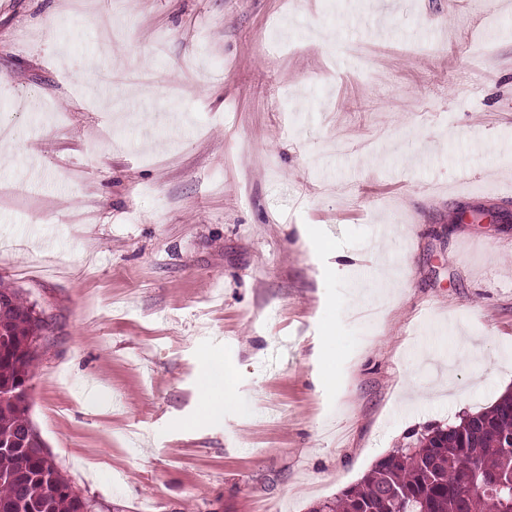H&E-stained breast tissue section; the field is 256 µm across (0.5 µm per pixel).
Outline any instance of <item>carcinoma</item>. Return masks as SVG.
I'll use <instances>...</instances> for the list:
<instances>
[{"label": "carcinoma", "instance_id": "carcinoma-1", "mask_svg": "<svg viewBox=\"0 0 512 512\" xmlns=\"http://www.w3.org/2000/svg\"><path fill=\"white\" fill-rule=\"evenodd\" d=\"M47 321L0 286V512H81L86 500L30 434L28 392ZM512 392L455 425L379 459L357 483L309 512H512Z\"/></svg>", "mask_w": 512, "mask_h": 512}]
</instances>
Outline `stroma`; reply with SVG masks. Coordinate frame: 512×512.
<instances>
[{"label":"stroma","instance_id":"stroma-1","mask_svg":"<svg viewBox=\"0 0 512 512\" xmlns=\"http://www.w3.org/2000/svg\"><path fill=\"white\" fill-rule=\"evenodd\" d=\"M1 123L28 416L94 512H309L512 388V0H0ZM207 368L200 379L199 400L202 408V417L217 421L224 417V405L234 402V396L226 384V371L224 361L207 358ZM224 390V398L217 392Z\"/></svg>","mask_w":512,"mask_h":512}]
</instances>
